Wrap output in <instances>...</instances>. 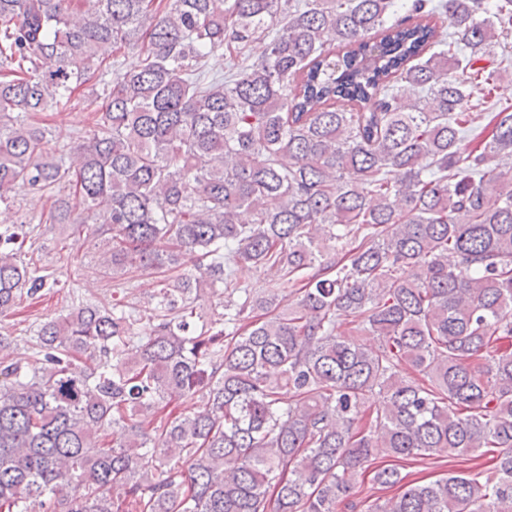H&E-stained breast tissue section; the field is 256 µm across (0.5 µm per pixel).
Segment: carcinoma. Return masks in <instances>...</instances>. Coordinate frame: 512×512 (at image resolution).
Wrapping results in <instances>:
<instances>
[{"label": "carcinoma", "instance_id": "carcinoma-1", "mask_svg": "<svg viewBox=\"0 0 512 512\" xmlns=\"http://www.w3.org/2000/svg\"><path fill=\"white\" fill-rule=\"evenodd\" d=\"M511 35L512 0H0V205L53 194L108 278L194 261L149 308L74 295L23 358L0 336V512H512ZM97 85L73 167L31 118ZM32 233L0 224L1 318L59 285ZM446 457L474 466L397 467ZM370 467L398 493L352 500ZM238 277L242 283L248 286V288H251L254 294H263L267 288L273 283H281L283 289V294L288 295V293L293 288L290 284L287 282L283 283V280H281L280 273L274 268H262L255 270L252 269H240L238 272ZM400 471L402 476L407 475L405 482L424 480L425 482L435 480L442 476L441 474L447 473L448 469H465L466 463L461 462L459 459L447 458V460L439 462L434 465H423L419 462L412 461L411 459L401 462Z\"/></svg>", "mask_w": 512, "mask_h": 512}]
</instances>
